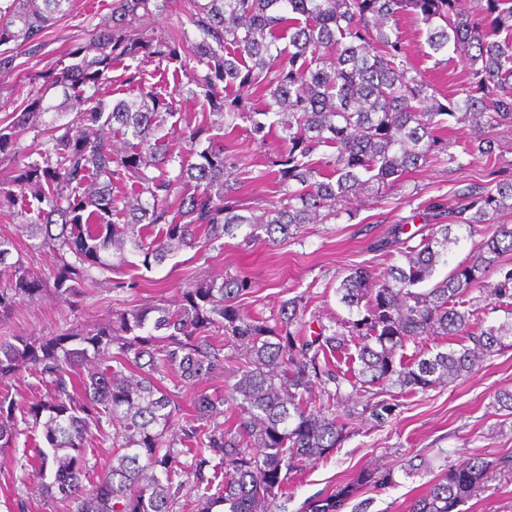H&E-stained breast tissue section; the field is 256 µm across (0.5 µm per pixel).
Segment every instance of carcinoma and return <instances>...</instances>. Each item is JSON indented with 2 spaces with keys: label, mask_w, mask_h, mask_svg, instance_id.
I'll return each instance as SVG.
<instances>
[{
  "label": "carcinoma",
  "mask_w": 512,
  "mask_h": 512,
  "mask_svg": "<svg viewBox=\"0 0 512 512\" xmlns=\"http://www.w3.org/2000/svg\"><path fill=\"white\" fill-rule=\"evenodd\" d=\"M167 3L114 0L89 41L68 48V64L24 76L25 99L0 121V155L11 161L0 212L54 252L53 293L63 303L77 302L83 284L131 256L150 269L226 237L270 245L334 219L350 198L447 154L450 118L470 124L469 155H491L488 131L512 124V0H192L190 29L178 39L148 28ZM70 4L1 6L0 73L19 70V49L40 52L43 32ZM404 14L423 24L427 56L466 57L463 99L442 103L410 62L397 27ZM186 52L197 64L190 88L178 72L172 79L176 92L206 101L195 123L178 117L172 94L142 70ZM119 66L129 72L127 96L108 104L102 95ZM250 88L255 101L233 94ZM239 120L251 140L274 135L282 147L273 162L276 199L247 215L235 195L250 163L224 142V129ZM31 132L44 139L33 160L22 146ZM459 197L454 209L428 205L417 241L392 226L374 250L400 263L379 274L350 269L336 288L349 318L318 323L314 339L304 333L316 315L303 295L271 318L244 312L241 297L255 282L239 271L111 324L0 340V377L24 371L51 385L22 408L0 397V451L15 447L18 420L41 428L45 446L35 445L32 475L46 497L73 503L72 512H271L291 474L340 447L357 407L387 419L392 406L378 400L384 387L447 386L512 348V318L479 317L485 299L512 307V267L502 261L512 254V226L498 223L512 212V181L471 184ZM455 228L480 240L436 281L460 241ZM15 249L14 238L0 235L1 317L47 291L22 260L9 261ZM427 336L458 337L460 348L403 361L407 344ZM354 337L360 368L349 375L331 358ZM169 374L189 387L222 374L224 391L194 393L186 414L161 385ZM226 406L237 412L232 424L218 421ZM107 426L112 466L88 489L85 443L95 432L106 436ZM495 466L480 456L448 466L408 512H460ZM389 479L365 467L354 482L309 499L305 512H342L358 486Z\"/></svg>",
  "instance_id": "obj_1"
}]
</instances>
